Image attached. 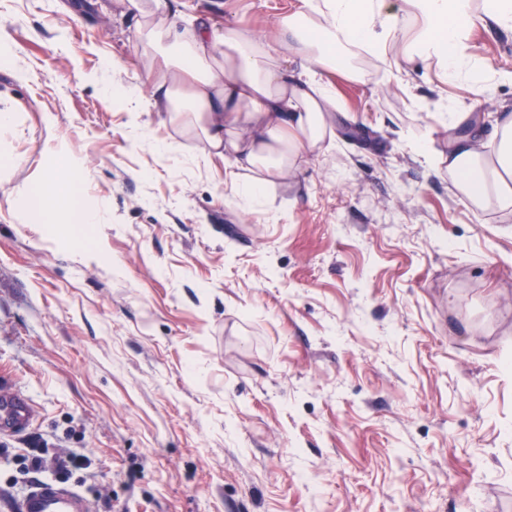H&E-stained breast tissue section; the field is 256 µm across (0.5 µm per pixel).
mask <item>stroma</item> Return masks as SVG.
<instances>
[{"label": "stroma", "mask_w": 512, "mask_h": 512, "mask_svg": "<svg viewBox=\"0 0 512 512\" xmlns=\"http://www.w3.org/2000/svg\"><path fill=\"white\" fill-rule=\"evenodd\" d=\"M190 3L263 34L304 7ZM114 8L0 0V375L34 409L0 436V512L23 455L71 451L95 512H512V210L438 165L446 113L512 106V30L471 34L478 97L418 59L324 73L335 146L244 209L221 160L157 152L166 115L105 98V60L147 80ZM60 144L105 215L66 242L15 192L65 171Z\"/></svg>", "instance_id": "stroma-1"}]
</instances>
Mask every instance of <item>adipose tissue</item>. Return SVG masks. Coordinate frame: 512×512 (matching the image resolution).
I'll use <instances>...</instances> for the list:
<instances>
[{
    "label": "adipose tissue",
    "instance_id": "obj_1",
    "mask_svg": "<svg viewBox=\"0 0 512 512\" xmlns=\"http://www.w3.org/2000/svg\"><path fill=\"white\" fill-rule=\"evenodd\" d=\"M120 2L138 20L149 84L118 81L107 97L165 113L179 136L162 152L180 157L185 139H194L197 156L223 160L242 205L264 196L334 135L336 98L322 86V75L340 68L363 80L350 62L352 49L372 50L391 71L404 58L433 62L455 80L474 72L466 49L476 26L512 29V0H306L303 11L281 17L269 36L207 16L178 26V0ZM402 15L413 17L417 28L398 59L389 50ZM296 58L301 64L294 69ZM485 120L469 108L449 113L448 173L472 208L512 210V110L497 114L488 136ZM18 194L31 204L74 205L71 188L59 181L33 178Z\"/></svg>",
    "mask_w": 512,
    "mask_h": 512
}]
</instances>
